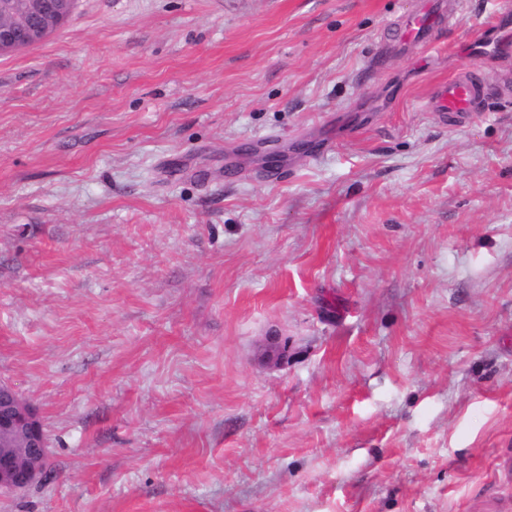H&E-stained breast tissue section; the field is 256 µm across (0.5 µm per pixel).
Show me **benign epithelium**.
Returning <instances> with one entry per match:
<instances>
[{
	"label": "benign epithelium",
	"instance_id": "7a95c632",
	"mask_svg": "<svg viewBox=\"0 0 512 512\" xmlns=\"http://www.w3.org/2000/svg\"><path fill=\"white\" fill-rule=\"evenodd\" d=\"M74 0H0V54L35 45L70 16ZM47 438L35 409L0 383V489L20 491L44 474Z\"/></svg>",
	"mask_w": 512,
	"mask_h": 512
}]
</instances>
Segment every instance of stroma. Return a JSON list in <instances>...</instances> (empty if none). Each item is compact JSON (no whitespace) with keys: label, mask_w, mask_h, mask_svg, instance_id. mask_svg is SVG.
<instances>
[{"label":"stroma","mask_w":512,"mask_h":512,"mask_svg":"<svg viewBox=\"0 0 512 512\" xmlns=\"http://www.w3.org/2000/svg\"><path fill=\"white\" fill-rule=\"evenodd\" d=\"M77 0L0 56V512H512V54L498 0ZM284 358H266L270 337ZM438 4L433 2L421 13L404 16L402 27L405 41L425 44L431 39L435 26L446 21V12ZM487 90L477 69L468 66L457 71L448 81L437 84L430 96L428 108L444 118H469L474 115ZM15 435L23 438L22 451L11 444ZM47 438L35 409L15 388L0 383V489L20 491L44 474L48 455Z\"/></svg>","instance_id":"1"}]
</instances>
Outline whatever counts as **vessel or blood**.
Wrapping results in <instances>:
<instances>
[{"label":"vessel or blood","instance_id":"obj_1","mask_svg":"<svg viewBox=\"0 0 512 512\" xmlns=\"http://www.w3.org/2000/svg\"><path fill=\"white\" fill-rule=\"evenodd\" d=\"M445 20V10L433 2L423 12L405 15L402 21L404 38L412 42L427 43L435 26L444 23ZM486 94L487 90L480 72L467 66L434 87L428 107L445 117L465 119L473 116Z\"/></svg>","mask_w":512,"mask_h":512}]
</instances>
